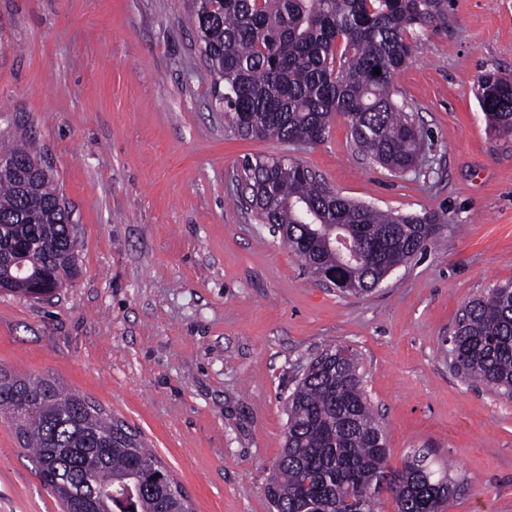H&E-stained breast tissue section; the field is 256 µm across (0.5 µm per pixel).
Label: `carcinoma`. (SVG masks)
<instances>
[{
	"instance_id": "cac0c4a2",
	"label": "carcinoma",
	"mask_w": 512,
	"mask_h": 512,
	"mask_svg": "<svg viewBox=\"0 0 512 512\" xmlns=\"http://www.w3.org/2000/svg\"><path fill=\"white\" fill-rule=\"evenodd\" d=\"M187 6L235 134L316 144L340 115L357 155L393 173L414 166L423 131L394 100L392 80L416 50L406 34L440 18L439 0H187ZM478 86L488 124L512 135V81L489 72ZM240 181L258 223L281 227L305 269L343 293L375 290L392 262L423 252L442 224L434 212L392 215L349 200L297 159H247ZM57 198L47 174L34 177L25 192L14 174L0 177V277L20 250L36 263L48 260L41 272L50 277L73 275L74 237ZM330 225L355 241L358 258L326 245ZM450 355L457 374L512 399V283L463 308ZM284 407V448L265 486L275 512H377L384 493L397 512H447L461 494L449 470L424 452L399 469L389 465L386 432L349 347L322 350ZM0 412L33 450L65 512H193L142 440L55 379L0 370ZM87 476L112 488V496H93L83 485Z\"/></svg>"
}]
</instances>
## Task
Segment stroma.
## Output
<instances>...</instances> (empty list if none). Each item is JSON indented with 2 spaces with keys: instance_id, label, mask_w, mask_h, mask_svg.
I'll return each instance as SVG.
<instances>
[{
  "instance_id": "1",
  "label": "stroma",
  "mask_w": 512,
  "mask_h": 512,
  "mask_svg": "<svg viewBox=\"0 0 512 512\" xmlns=\"http://www.w3.org/2000/svg\"><path fill=\"white\" fill-rule=\"evenodd\" d=\"M393 78L427 129L414 168L227 128L183 0H0V150L25 143L72 215L77 274L47 300L0 291V369L45 376L135 433L194 512H272L264 486L300 365L357 351L389 464H455L447 512H512V400L449 367L464 306L512 280V135L478 78L512 80V0H443ZM288 155L341 195L435 212L439 237L367 295L316 283L230 196L246 158ZM0 512H62L0 415Z\"/></svg>"
}]
</instances>
